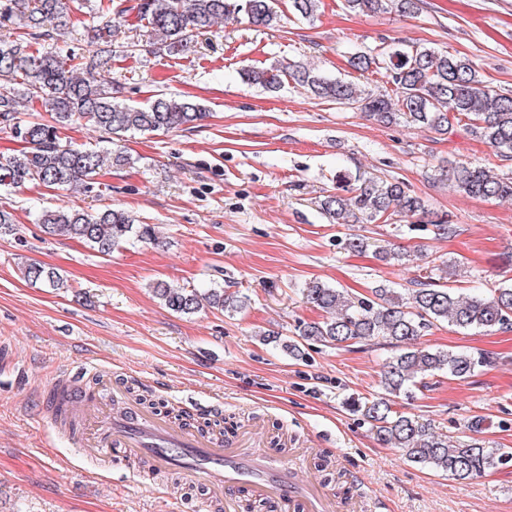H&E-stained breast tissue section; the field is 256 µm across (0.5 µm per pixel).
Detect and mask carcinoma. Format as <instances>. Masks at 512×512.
Listing matches in <instances>:
<instances>
[{
    "instance_id": "1",
    "label": "carcinoma",
    "mask_w": 512,
    "mask_h": 512,
    "mask_svg": "<svg viewBox=\"0 0 512 512\" xmlns=\"http://www.w3.org/2000/svg\"><path fill=\"white\" fill-rule=\"evenodd\" d=\"M321 0H290L304 19H313ZM278 0H140L137 12L147 21L149 44L157 52L179 53L191 40L228 20L244 17L256 27L277 23ZM353 12L415 14L420 0H344ZM92 16V55L43 52L33 45L53 38L49 24L64 27L74 11ZM19 20L23 32L13 40H0V129L10 130L24 147L0 160V188L15 189L40 184L52 189L83 190L95 184L104 166L134 163L121 142L135 133L191 129L207 116L192 101L165 93L144 106L123 99V84L112 77V19L93 15L90 0H0V22ZM369 53L351 56V68L361 74L382 72L393 86L390 94L359 89L354 82L330 78L298 64L249 68L241 78L271 92L287 75L315 99L352 106L384 124H408L444 135L452 121L464 116L473 134L512 158V94L499 93L484 84L474 63L465 55L433 47L395 43ZM40 103L48 118L24 121L23 102ZM82 124L106 135L110 147L89 149L62 140V131ZM434 178L448 182L456 192L485 199H512V174H498L472 162L449 161L435 170ZM340 192L324 196L320 209L332 224H371L393 215L412 217L422 211L421 200L404 182L358 172L336 174ZM37 221L49 236L78 240L102 255L131 241L153 243L154 227L138 224L122 209L107 207L88 212L58 207L40 212ZM378 257L388 265H403L405 253L388 245L378 247ZM435 276L418 288L378 286L372 297L356 298L334 285L312 281L303 289L306 303L324 312L320 321L298 327L297 338L282 343L296 359L306 358L305 343L316 341L341 346L379 338L392 344L394 353L383 364L380 383L384 395L351 403L352 411L376 429L382 444L399 450L411 462L473 480L487 469L512 458L500 448H487L470 437L458 444L418 417L393 410L396 399L429 376L446 374L466 379L488 362L482 354L433 349L420 337L433 326L446 323L473 333L512 326V285L463 295L449 284L457 276L452 261L432 259ZM26 281L45 288L66 287L52 267L32 262L23 266ZM152 292L169 310L191 315L208 306L233 316L246 302L234 292L210 288H171L155 283Z\"/></svg>"
}]
</instances>
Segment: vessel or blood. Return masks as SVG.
Returning <instances> with one entry per match:
<instances>
[{
  "label": "vessel or blood",
  "mask_w": 512,
  "mask_h": 512,
  "mask_svg": "<svg viewBox=\"0 0 512 512\" xmlns=\"http://www.w3.org/2000/svg\"><path fill=\"white\" fill-rule=\"evenodd\" d=\"M97 376V386L84 374ZM46 410L61 426H73L86 456L110 465L113 454L138 460L134 478L151 482L155 473L173 469L203 474L224 512H237L234 490L242 485L279 501L285 512H335L329 498L303 483L285 467L269 466L262 448H249L173 424L151 407L129 399L122 387L100 375L94 363L83 372L60 376L45 398Z\"/></svg>",
  "instance_id": "b4317fda"
}]
</instances>
